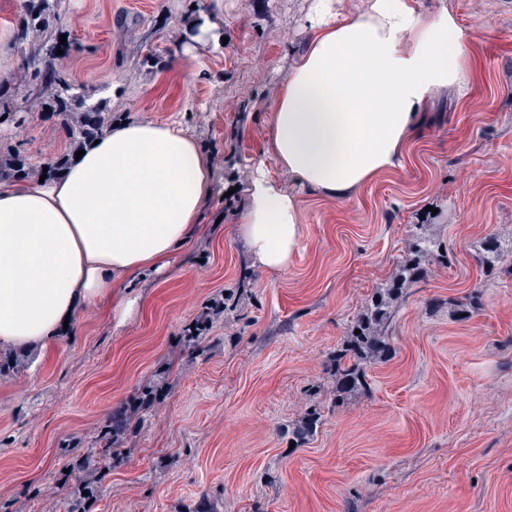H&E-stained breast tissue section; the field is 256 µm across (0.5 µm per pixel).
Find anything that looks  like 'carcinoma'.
<instances>
[{
    "instance_id": "carcinoma-1",
    "label": "carcinoma",
    "mask_w": 512,
    "mask_h": 512,
    "mask_svg": "<svg viewBox=\"0 0 512 512\" xmlns=\"http://www.w3.org/2000/svg\"><path fill=\"white\" fill-rule=\"evenodd\" d=\"M58 5V0H25L21 26L41 37L36 52L42 68L30 79L29 95L59 113L70 123L73 139H87L102 133L112 122V115L98 103L89 104L90 95L75 90L70 77L54 66L59 39L48 30V15ZM25 161L17 155L0 160V180L15 177ZM440 244L417 227L413 233L410 256L403 260L387 288L375 293L363 313L357 317L346 340V346L336 354V395L340 396L367 386V369L383 362L390 351L396 303L410 286L422 278L427 262L439 256ZM508 261L498 242L486 240L482 263L493 268ZM209 319L187 330L183 336L184 351L193 354L200 348ZM25 354L20 351L0 350V377L13 376L23 367ZM163 382L143 385L135 398L125 407L112 413L107 424L96 436V447L77 454L69 443L61 444L59 453L71 457V469L76 473L74 483L58 502L59 512H89V504L98 498L99 484L104 470L122 459L123 440L139 424L144 409L161 402Z\"/></svg>"
}]
</instances>
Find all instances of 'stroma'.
Segmentation results:
<instances>
[{"instance_id":"obj_1","label":"stroma","mask_w":512,"mask_h":512,"mask_svg":"<svg viewBox=\"0 0 512 512\" xmlns=\"http://www.w3.org/2000/svg\"><path fill=\"white\" fill-rule=\"evenodd\" d=\"M448 5L470 29L465 94L435 92L398 167L347 202L296 188L299 251L267 274L238 220L268 154L273 102L307 38V0H60L56 61L99 89L113 121L175 120L212 159V193L168 269L111 305L80 309L56 342L0 379V501L56 512L67 480L61 443L92 447L98 428L158 373L167 396L144 411L92 512H512V264L487 272L480 244L512 245V0ZM21 0H0V87L22 107L0 122V153L35 166L68 154L62 116L15 81L39 38ZM221 14L222 49L196 42ZM443 258L396 307L391 358L366 389L337 399L336 354L373 293L409 252L415 224ZM472 303L458 314L461 300ZM211 323L195 354L182 337ZM179 366H171L173 357ZM322 421L295 443L308 411Z\"/></svg>"}]
</instances>
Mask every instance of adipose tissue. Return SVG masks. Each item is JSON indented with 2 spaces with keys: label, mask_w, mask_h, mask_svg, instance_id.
Instances as JSON below:
<instances>
[{
  "label": "adipose tissue",
  "mask_w": 512,
  "mask_h": 512,
  "mask_svg": "<svg viewBox=\"0 0 512 512\" xmlns=\"http://www.w3.org/2000/svg\"><path fill=\"white\" fill-rule=\"evenodd\" d=\"M310 34L270 106L268 152L240 217L260 269L284 272L299 249L294 187L349 201L398 167L439 89L466 90L470 30L420 0H308ZM212 166L178 123L134 120L88 141L43 182L0 183V349L57 341L67 315L161 273L188 239Z\"/></svg>",
  "instance_id": "ef3b65f1"
}]
</instances>
